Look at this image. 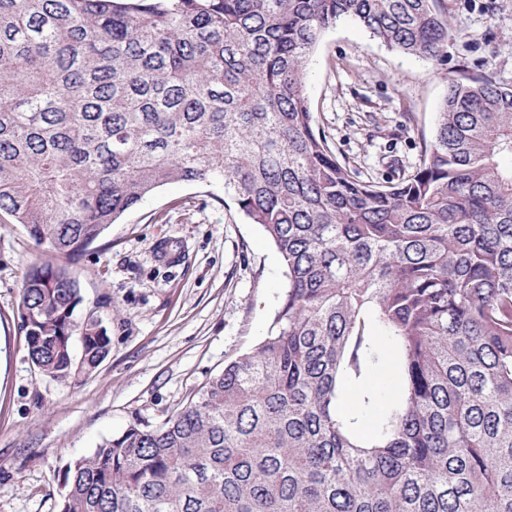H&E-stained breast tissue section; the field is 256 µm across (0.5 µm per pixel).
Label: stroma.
<instances>
[{
  "label": "stroma",
  "instance_id": "1",
  "mask_svg": "<svg viewBox=\"0 0 512 512\" xmlns=\"http://www.w3.org/2000/svg\"><path fill=\"white\" fill-rule=\"evenodd\" d=\"M435 8L454 28L441 59L391 50L351 20L323 33L311 55L315 127L362 180L396 183L419 163L449 76L512 82V0ZM162 242L175 260L159 257ZM51 258L0 214V512H59L61 467L180 408L266 336L285 281L274 244L222 184L165 186L69 263L78 310H95L111 350L90 373L59 383L34 369L19 313L29 267Z\"/></svg>",
  "mask_w": 512,
  "mask_h": 512
}]
</instances>
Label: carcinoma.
Listing matches in <instances>:
<instances>
[{
	"instance_id": "1",
	"label": "carcinoma",
	"mask_w": 512,
	"mask_h": 512,
	"mask_svg": "<svg viewBox=\"0 0 512 512\" xmlns=\"http://www.w3.org/2000/svg\"><path fill=\"white\" fill-rule=\"evenodd\" d=\"M434 2L0 0V212L76 255L159 188L216 181L286 268L268 335L67 462L60 512H512V85L448 77L393 185L336 159L306 94L341 20L442 57ZM81 302L67 268L30 266L49 380L110 352Z\"/></svg>"
}]
</instances>
